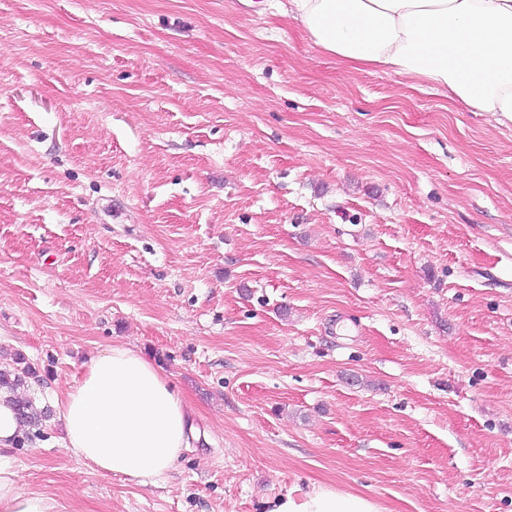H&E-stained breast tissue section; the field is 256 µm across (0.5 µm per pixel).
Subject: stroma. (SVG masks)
<instances>
[{
	"label": "stroma",
	"instance_id": "obj_1",
	"mask_svg": "<svg viewBox=\"0 0 512 512\" xmlns=\"http://www.w3.org/2000/svg\"><path fill=\"white\" fill-rule=\"evenodd\" d=\"M284 5L0 0V352L51 407L123 342L203 433L155 485L7 455L62 512H512V123ZM266 512H388L377 499L347 492L334 485L311 482L297 485L265 503Z\"/></svg>",
	"mask_w": 512,
	"mask_h": 512
}]
</instances>
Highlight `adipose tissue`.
<instances>
[{"label": "adipose tissue", "mask_w": 512, "mask_h": 512, "mask_svg": "<svg viewBox=\"0 0 512 512\" xmlns=\"http://www.w3.org/2000/svg\"><path fill=\"white\" fill-rule=\"evenodd\" d=\"M286 16L341 66L377 70L512 122V0H287ZM65 448L92 472L154 484L199 438L161 368L123 344L90 359L58 402ZM0 512H59L0 458ZM266 512H387L377 499L311 482Z\"/></svg>", "instance_id": "1"}]
</instances>
